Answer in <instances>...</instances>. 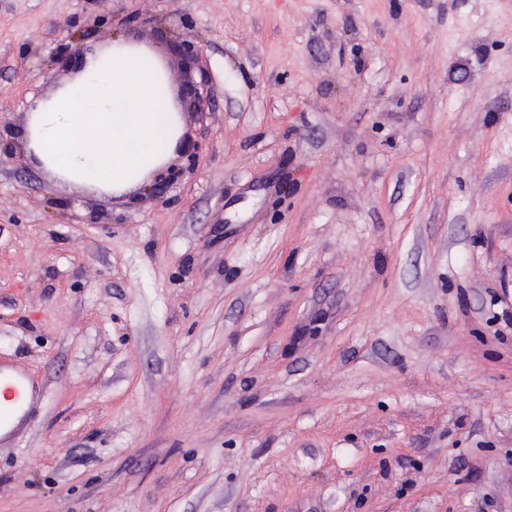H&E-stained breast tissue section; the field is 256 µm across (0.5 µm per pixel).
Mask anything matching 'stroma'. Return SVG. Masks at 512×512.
<instances>
[{
    "mask_svg": "<svg viewBox=\"0 0 512 512\" xmlns=\"http://www.w3.org/2000/svg\"><path fill=\"white\" fill-rule=\"evenodd\" d=\"M119 34L210 105L71 192L19 129ZM0 365V512H512V0H0ZM27 381L23 373L0 368V433L13 432L26 418V404L29 399Z\"/></svg>",
    "mask_w": 512,
    "mask_h": 512,
    "instance_id": "1",
    "label": "stroma"
}]
</instances>
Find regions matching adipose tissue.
<instances>
[{
  "label": "adipose tissue",
  "mask_w": 512,
  "mask_h": 512,
  "mask_svg": "<svg viewBox=\"0 0 512 512\" xmlns=\"http://www.w3.org/2000/svg\"><path fill=\"white\" fill-rule=\"evenodd\" d=\"M185 131L165 63L123 36L87 48L73 77L30 106V164L71 190L122 197L151 184Z\"/></svg>",
  "instance_id": "ef3b65f1"
}]
</instances>
